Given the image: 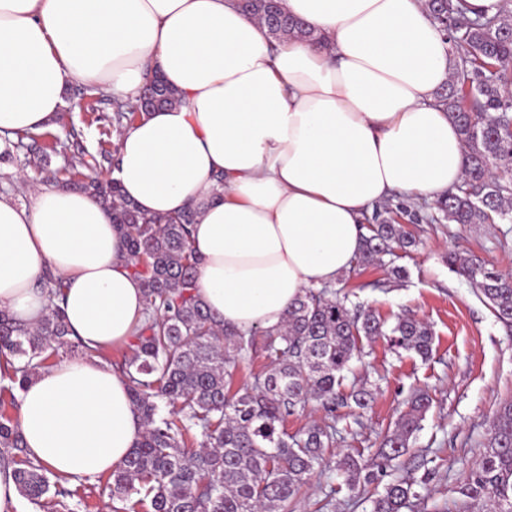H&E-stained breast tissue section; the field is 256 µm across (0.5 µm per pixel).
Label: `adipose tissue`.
I'll return each mask as SVG.
<instances>
[{"instance_id": "obj_1", "label": "adipose tissue", "mask_w": 512, "mask_h": 512, "mask_svg": "<svg viewBox=\"0 0 512 512\" xmlns=\"http://www.w3.org/2000/svg\"><path fill=\"white\" fill-rule=\"evenodd\" d=\"M282 4L323 43H271L236 0H0V135L42 130L73 85L133 103L157 73L179 93L125 129L112 177L145 215L195 211L197 291L233 330L280 326L303 289L347 274L373 206L464 179L435 99L451 44L425 0ZM48 269L85 353L25 384L18 426L30 459L75 482L119 468L144 435L126 378L97 356L132 340L143 286L88 195L0 194V309L37 323Z\"/></svg>"}]
</instances>
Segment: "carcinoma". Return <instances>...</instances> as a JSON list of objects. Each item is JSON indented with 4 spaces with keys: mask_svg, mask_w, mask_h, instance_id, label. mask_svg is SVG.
<instances>
[{
    "mask_svg": "<svg viewBox=\"0 0 512 512\" xmlns=\"http://www.w3.org/2000/svg\"><path fill=\"white\" fill-rule=\"evenodd\" d=\"M240 8L264 24L280 41L291 35H316L288 15L278 0H239ZM431 18L448 35L455 72L437 92L438 103L457 124L464 147L465 178L434 203L437 224L512 222V100L502 89L512 85V0H502L494 16H466V0H426ZM145 95L153 108L172 106L178 98L159 76ZM141 116L114 101L113 126L122 134ZM5 146L24 148L50 133L17 131ZM79 157L68 167L46 172V181L73 185L112 211L123 240L128 269L144 286L146 316L136 329L120 369L130 397L145 425L142 440L123 467L110 473L106 489L125 512H293L302 486L317 472L337 467L352 490L374 481L361 456L333 461L336 405L353 402L365 410L374 399L363 383L344 393L351 362L362 354V340L387 336L393 346L422 358L432 350V331L416 317L389 325L370 310L350 302L349 293L323 286L307 288L288 307L277 328L255 327L245 333L224 328L197 293L199 257L191 245V210L146 216L127 200L117 181H74ZM415 244L390 205L376 212L355 266H376L387 279L405 282L406 268L385 260ZM451 271L464 277L483 297L496 319L512 332V275L475 256L452 251ZM39 287L48 299L43 317L33 325L17 322L0 310V355L13 360L18 386L48 368L52 356L81 347L66 322L61 303L65 284L51 271ZM261 348L269 363L253 382L230 391L247 354ZM315 401L325 420L294 435L287 418ZM430 407L419 389L406 404L395 428L384 434L379 456L386 465L408 453ZM201 438L200 449H187L188 438ZM14 468L20 496L39 506L47 496L71 512L67 480L53 477L25 454L17 422L0 413V465ZM425 480L395 478L372 500V512H405L421 500ZM464 504H482L485 512H512V400L501 404L478 467L458 489Z\"/></svg>",
    "mask_w": 512,
    "mask_h": 512,
    "instance_id": "cac0c4a2",
    "label": "carcinoma"
}]
</instances>
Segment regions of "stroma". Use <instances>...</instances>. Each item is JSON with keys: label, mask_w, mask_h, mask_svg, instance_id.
Returning <instances> with one entry per match:
<instances>
[{"label": "stroma", "mask_w": 512, "mask_h": 512, "mask_svg": "<svg viewBox=\"0 0 512 512\" xmlns=\"http://www.w3.org/2000/svg\"><path fill=\"white\" fill-rule=\"evenodd\" d=\"M77 88L65 93V104L48 127L65 145L50 155L47 167L26 150L0 158V194L20 202L45 186V169L67 166L78 153L97 154L115 149L113 99L103 96L93 111L78 108ZM419 247L400 258L409 279L404 284L377 288L382 269L357 270L345 284L356 302L387 321L411 313L427 321L434 332L428 359L396 352L387 339L364 343V356L353 361L346 385L369 382L376 388L371 407L356 413L338 408L342 438L334 450L343 455L361 451L365 464L376 458L381 435L394 428L411 394L428 392L432 406L408 453L388 469L387 478L426 479L424 498L414 512H460L458 486L475 469L489 437L491 421L503 401L512 400V336L496 321L475 288L448 268L446 257L457 251L484 258L512 272V223L413 224ZM106 476L73 484L68 503L73 512H112ZM379 484L348 491L338 470L315 474L295 499V512H316L327 495H335V512H371Z\"/></svg>", "instance_id": "35a3bbf8"}]
</instances>
